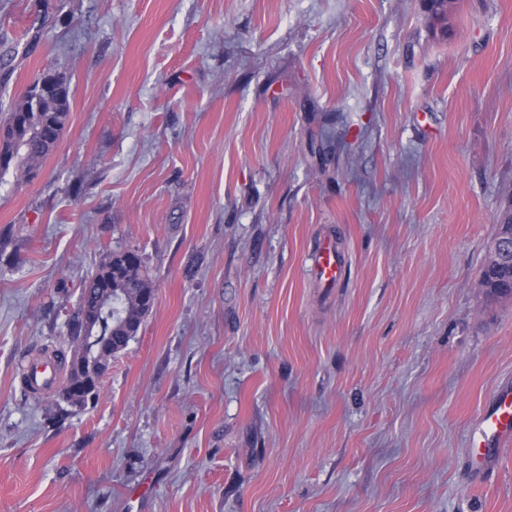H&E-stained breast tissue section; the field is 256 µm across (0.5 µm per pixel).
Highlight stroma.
I'll use <instances>...</instances> for the list:
<instances>
[{"instance_id":"35a3bbf8","label":"stroma","mask_w":512,"mask_h":512,"mask_svg":"<svg viewBox=\"0 0 512 512\" xmlns=\"http://www.w3.org/2000/svg\"><path fill=\"white\" fill-rule=\"evenodd\" d=\"M65 72L31 181L0 176V512H512L472 466L512 388L480 272L512 198V0H0V122ZM334 240L344 277L316 275ZM155 305L96 405L33 397L99 247ZM422 3L432 26L439 27L441 34L448 36L449 19L456 8L457 0H422ZM23 384L33 395H46L58 378L59 367L52 356L31 359L26 363Z\"/></svg>"}]
</instances>
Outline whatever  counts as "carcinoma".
<instances>
[{"label":"carcinoma","mask_w":512,"mask_h":512,"mask_svg":"<svg viewBox=\"0 0 512 512\" xmlns=\"http://www.w3.org/2000/svg\"><path fill=\"white\" fill-rule=\"evenodd\" d=\"M423 8L433 27L442 35L450 31L449 19L457 0H422ZM28 94H23L11 107L8 121L0 126V152L11 159L17 182L33 179L56 147L70 116L68 85L62 83L59 92L46 97L39 112H20ZM512 281V269L498 272L492 266H483L480 284L486 295L502 299L506 294L500 288ZM115 285L119 293L108 317L100 318L98 302ZM154 290L153 281L134 250L103 249L96 271L81 283L79 303L67 321V348L55 350L61 363L75 361L80 354L76 338L82 335L88 323L102 319L103 334L111 336L112 349L104 361L109 367L112 357L124 351L138 335L145 318L151 312L143 300L146 291Z\"/></svg>","instance_id":"carcinoma-1"}]
</instances>
